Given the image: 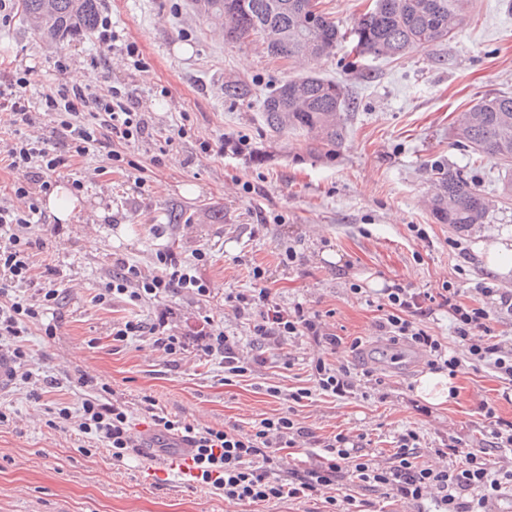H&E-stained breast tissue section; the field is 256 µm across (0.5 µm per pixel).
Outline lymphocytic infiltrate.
I'll list each match as a JSON object with an SVG mask.
<instances>
[{"label":"lymphocytic infiltrate","instance_id":"1","mask_svg":"<svg viewBox=\"0 0 512 512\" xmlns=\"http://www.w3.org/2000/svg\"><path fill=\"white\" fill-rule=\"evenodd\" d=\"M35 73V68L28 67L20 70L15 80L0 84V112L12 125L33 127L47 116L53 122L49 133L17 138L0 153V160L21 175L14 183L15 196L29 202L24 210L0 205V347L8 349L18 367L24 366L29 357L25 340L30 325L40 324L45 335H52L54 327L44 317L58 299L57 290L52 288L45 291L38 305L26 302L22 295L32 284V251L44 246L43 239L30 233L43 217L33 200L35 192L49 191L58 168L92 150H105L108 160L122 162L119 145L144 138L151 130L141 101L130 96L111 98L88 85L59 87L45 95L40 111H31L22 91ZM90 102L95 110L87 122H80L81 111ZM100 125L109 129L110 141H117V148L97 138L95 131ZM156 262L155 272L148 274L129 259L114 257L107 294L126 299L135 307L184 288L201 297L209 296L210 289L197 275L194 264L179 260L166 249L157 252ZM250 277L253 286L249 291L228 294L225 301L248 325L249 342L257 349L254 363L264 364L267 351L284 350L290 339L306 337L323 349L321 356L310 362L319 390L338 398L352 395L356 385L351 367L338 359L345 350L342 337L329 332L320 314L303 304L285 308L273 302L261 268H252ZM458 295V289L451 286L436 293L399 284L389 286L378 300L381 315L376 327L392 342L404 341L422 352L430 369L453 374L466 363L475 370H490L512 386V346L495 336L489 310L463 304ZM441 310L448 314L451 340L447 343L423 324L425 317ZM168 318L164 310L148 321L137 316L124 320L113 326L112 339L124 343L146 336L155 349L178 355L183 344L168 333ZM199 334L205 340V356L220 357L225 372L238 376L245 373L237 343L223 327L208 321ZM81 416L80 433L108 442L115 458H123L126 450L137 447L138 439L124 405L102 404L90 396L81 402ZM484 416L488 421L487 448L464 452L451 441L436 449L437 464L426 465L419 461L421 436L408 429L395 435L392 461L384 466L375 462L361 436L339 433L333 440L319 443V465L295 474L288 482L277 476L281 450L296 447L303 439L317 443L312 430L289 416L261 419L247 431L197 427L158 413L153 419L164 430L157 438L158 446L168 448L172 436L189 445L194 451L198 479L222 492L229 502L308 498L351 477L365 489L384 488L417 505L433 501L437 512H487L488 505L512 487V470L496 469L487 456L488 449L512 446V422L496 418L489 407Z\"/></svg>","mask_w":512,"mask_h":512}]
</instances>
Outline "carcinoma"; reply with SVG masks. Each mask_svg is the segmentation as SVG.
<instances>
[{"label":"carcinoma","instance_id":"1","mask_svg":"<svg viewBox=\"0 0 512 512\" xmlns=\"http://www.w3.org/2000/svg\"><path fill=\"white\" fill-rule=\"evenodd\" d=\"M203 17L224 29V43L261 40L268 52L305 62L330 55L348 44L360 60L401 57L414 47H437L464 24L470 0H374L347 29L319 9L318 0H192ZM24 11L51 38L91 33L98 24L97 0H23ZM252 84L224 82V98L251 99ZM266 132L272 138L304 135L316 143L313 152L331 156L345 145L343 115L353 102L345 87L309 71L282 81L259 98ZM456 141L480 157L512 169V95L478 100L457 118ZM430 208L435 219L457 231L487 222L492 200L460 171L436 168Z\"/></svg>","mask_w":512,"mask_h":512}]
</instances>
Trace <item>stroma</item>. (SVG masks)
I'll list each match as a JSON object with an SVG mask.
<instances>
[{
  "mask_svg": "<svg viewBox=\"0 0 512 512\" xmlns=\"http://www.w3.org/2000/svg\"><path fill=\"white\" fill-rule=\"evenodd\" d=\"M98 10L111 18L121 44L137 47L147 72L95 35L47 37L19 4L0 24V82L34 67L38 75L24 91L32 108L61 85L115 87L141 99L152 126L151 136L121 146L132 166L115 167L94 151L60 168L58 185L82 180L81 205L68 222L50 215L33 229L45 245L33 252L28 294L52 288L60 297L54 335L30 328L31 379L0 392L8 414L0 423V512H328L321 495L236 504L195 482L157 480L159 460L133 452L119 461L100 442L79 443L80 391L66 385L54 393L70 408L69 418H58L30 397L37 375L92 376V395L125 405L134 434L144 439L157 432L150 399L168 415L217 430H247L288 411L323 441L341 431L367 435L382 464L393 452L391 437L406 428L420 431L430 448L452 437L466 451L485 447L479 406L512 421V389L488 370L467 367L454 378L453 398L423 401L416 387L429 371L425 357L380 335L372 302L394 283L437 289L450 282L461 301L484 306L490 300L479 285L512 290V256L499 271L481 250L512 238V202L497 203L487 223L466 232L438 223L429 207L437 167L460 170L489 197L499 193L503 166L459 145L453 122L481 97L512 93L506 0H471L463 29L438 47L361 65L341 45L310 63L354 101L345 145L332 158L311 155L301 136L272 141L257 101L224 98L226 79L266 89L299 73L297 63L271 57L256 40L225 44L221 28L191 0H98ZM63 59L69 67L60 73ZM227 139L239 142L238 152L221 151ZM161 248L196 262L210 298L184 289L140 308L119 298L96 302L112 279L113 254L151 272ZM289 249L296 258L287 264ZM256 266L269 276L272 300L303 303L345 342L368 347L369 361L356 351L345 357L356 370H372L373 380L360 381L348 398L318 391L309 368L317 347L307 338L289 344L290 364L275 356L242 376L225 377L223 365L207 360L196 327L208 318L245 335L224 296L249 288ZM161 304L173 310L170 333L185 342L178 361L145 336L113 342V324L134 314L151 318ZM273 387L280 397L270 396ZM300 388L311 397L289 404L287 394Z\"/></svg>",
  "mask_w": 512,
  "mask_h": 512,
  "instance_id": "35a3bbf8",
  "label": "stroma"
}]
</instances>
